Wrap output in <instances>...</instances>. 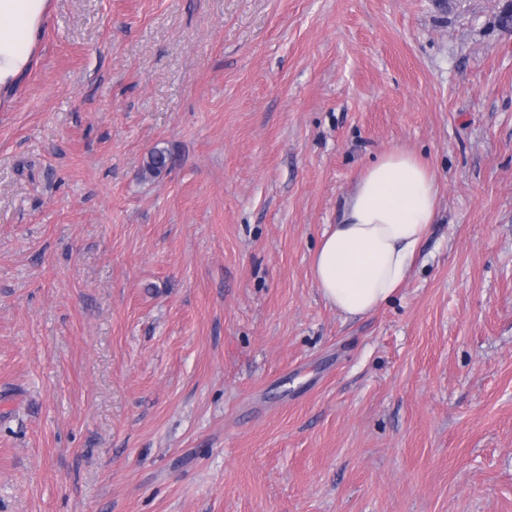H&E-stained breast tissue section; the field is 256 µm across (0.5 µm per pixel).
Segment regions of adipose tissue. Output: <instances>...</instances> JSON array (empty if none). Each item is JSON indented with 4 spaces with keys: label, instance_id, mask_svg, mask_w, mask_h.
Listing matches in <instances>:
<instances>
[{
    "label": "adipose tissue",
    "instance_id": "adipose-tissue-1",
    "mask_svg": "<svg viewBox=\"0 0 512 512\" xmlns=\"http://www.w3.org/2000/svg\"><path fill=\"white\" fill-rule=\"evenodd\" d=\"M48 0H0V91L31 68ZM429 166L413 153H382L357 179L314 253L313 279L345 317L374 312L404 284L438 207Z\"/></svg>",
    "mask_w": 512,
    "mask_h": 512
}]
</instances>
